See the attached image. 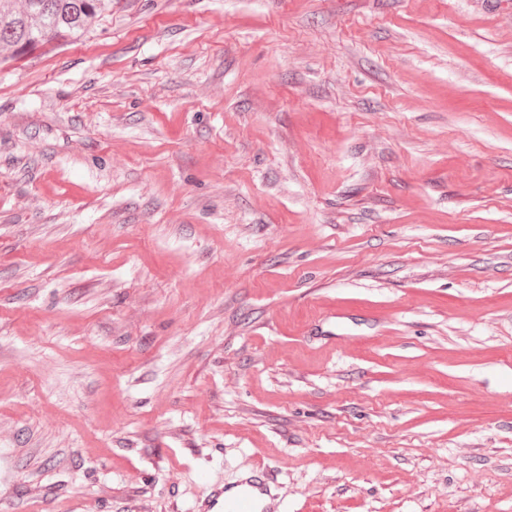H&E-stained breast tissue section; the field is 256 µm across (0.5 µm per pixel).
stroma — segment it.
I'll return each mask as SVG.
<instances>
[{"label":"stroma","instance_id":"obj_1","mask_svg":"<svg viewBox=\"0 0 512 512\" xmlns=\"http://www.w3.org/2000/svg\"><path fill=\"white\" fill-rule=\"evenodd\" d=\"M512 512V0H112L0 63V512ZM271 467H259L232 485H214L201 503L200 512H271L269 483L273 480Z\"/></svg>","mask_w":512,"mask_h":512}]
</instances>
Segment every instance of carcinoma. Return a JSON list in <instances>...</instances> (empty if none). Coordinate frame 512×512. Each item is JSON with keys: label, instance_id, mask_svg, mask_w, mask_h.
Listing matches in <instances>:
<instances>
[{"label": "carcinoma", "instance_id": "obj_1", "mask_svg": "<svg viewBox=\"0 0 512 512\" xmlns=\"http://www.w3.org/2000/svg\"><path fill=\"white\" fill-rule=\"evenodd\" d=\"M112 0H0V47L16 58L82 33Z\"/></svg>", "mask_w": 512, "mask_h": 512}]
</instances>
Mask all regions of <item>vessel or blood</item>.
<instances>
[{
	"instance_id": "b4317fda",
	"label": "vessel or blood",
	"mask_w": 512,
	"mask_h": 512,
	"mask_svg": "<svg viewBox=\"0 0 512 512\" xmlns=\"http://www.w3.org/2000/svg\"><path fill=\"white\" fill-rule=\"evenodd\" d=\"M273 470L259 467L235 483L213 486L199 512H271L269 484Z\"/></svg>"
}]
</instances>
